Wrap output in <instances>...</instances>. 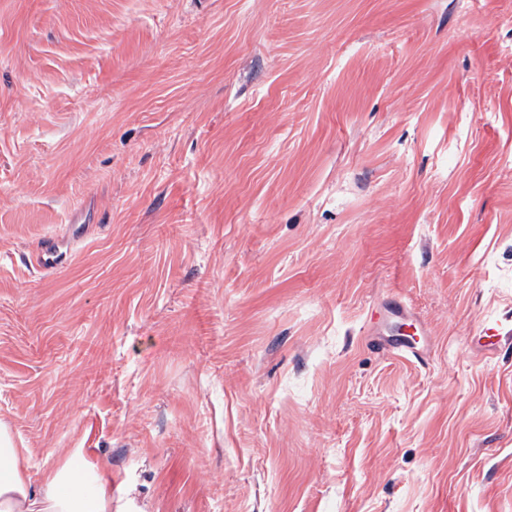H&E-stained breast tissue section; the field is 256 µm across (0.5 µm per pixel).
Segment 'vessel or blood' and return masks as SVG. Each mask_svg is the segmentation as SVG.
<instances>
[{
	"instance_id": "obj_1",
	"label": "vessel or blood",
	"mask_w": 512,
	"mask_h": 512,
	"mask_svg": "<svg viewBox=\"0 0 512 512\" xmlns=\"http://www.w3.org/2000/svg\"><path fill=\"white\" fill-rule=\"evenodd\" d=\"M367 335L373 336V345L394 357L417 364H425L431 330L425 320L403 303L385 299L371 305L365 322ZM512 347V323L497 318L479 321L476 335L468 337L466 350L495 351Z\"/></svg>"
}]
</instances>
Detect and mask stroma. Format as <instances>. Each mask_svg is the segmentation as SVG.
I'll return each mask as SVG.
<instances>
[{"instance_id":"stroma-1","label":"stroma","mask_w":512,"mask_h":512,"mask_svg":"<svg viewBox=\"0 0 512 512\" xmlns=\"http://www.w3.org/2000/svg\"><path fill=\"white\" fill-rule=\"evenodd\" d=\"M391 291L427 364L365 344ZM485 314L512 320V0H0L32 489L69 460L113 512H512Z\"/></svg>"}]
</instances>
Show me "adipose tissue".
I'll list each match as a JSON object with an SVG mask.
<instances>
[{
  "label": "adipose tissue",
  "mask_w": 512,
  "mask_h": 512,
  "mask_svg": "<svg viewBox=\"0 0 512 512\" xmlns=\"http://www.w3.org/2000/svg\"><path fill=\"white\" fill-rule=\"evenodd\" d=\"M83 487L73 479L70 464L51 470L41 492H31L21 469L17 449L7 429L0 427V512H112V484L97 478Z\"/></svg>",
  "instance_id": "1"
}]
</instances>
